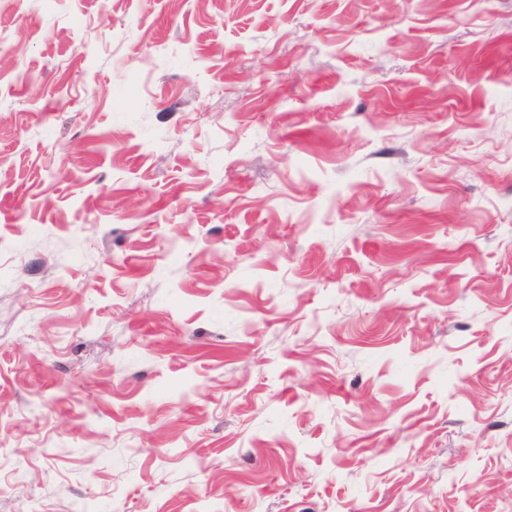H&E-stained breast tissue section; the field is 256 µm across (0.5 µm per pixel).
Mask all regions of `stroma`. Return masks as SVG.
I'll use <instances>...</instances> for the list:
<instances>
[{"mask_svg": "<svg viewBox=\"0 0 512 512\" xmlns=\"http://www.w3.org/2000/svg\"><path fill=\"white\" fill-rule=\"evenodd\" d=\"M0 512H512V0H0Z\"/></svg>", "mask_w": 512, "mask_h": 512, "instance_id": "1", "label": "stroma"}]
</instances>
